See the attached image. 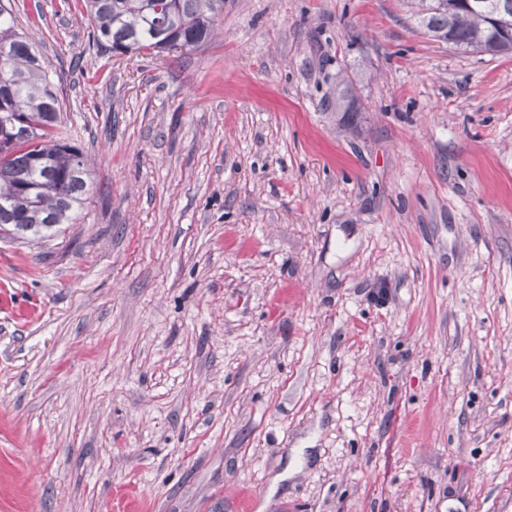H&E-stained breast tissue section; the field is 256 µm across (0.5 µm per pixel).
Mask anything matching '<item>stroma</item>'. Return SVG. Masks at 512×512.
<instances>
[{
    "mask_svg": "<svg viewBox=\"0 0 512 512\" xmlns=\"http://www.w3.org/2000/svg\"><path fill=\"white\" fill-rule=\"evenodd\" d=\"M10 3L91 175L0 233V512H512V53L224 0L118 58Z\"/></svg>",
    "mask_w": 512,
    "mask_h": 512,
    "instance_id": "35a3bbf8",
    "label": "stroma"
}]
</instances>
